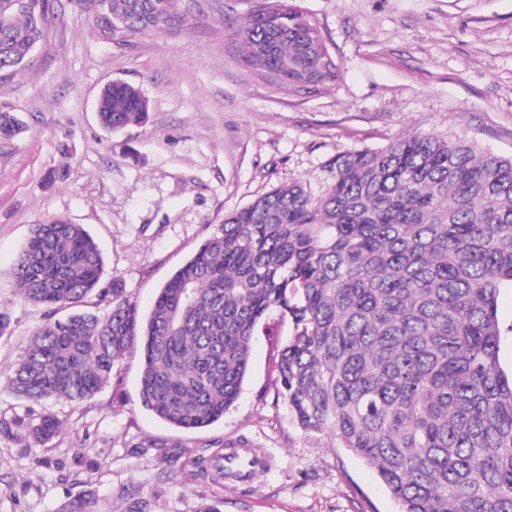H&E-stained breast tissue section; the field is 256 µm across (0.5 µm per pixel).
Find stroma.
<instances>
[{
    "mask_svg": "<svg viewBox=\"0 0 512 512\" xmlns=\"http://www.w3.org/2000/svg\"><path fill=\"white\" fill-rule=\"evenodd\" d=\"M265 0H184L186 26L118 48L89 27L84 0H53L31 63L0 82V110L24 122L0 139V512H57L87 497L97 512H397L376 472L303 430L281 396L274 358L291 328L265 319L235 405L192 431L140 400L131 349L92 399L17 398L8 370L45 320L22 300L10 267L33 224L82 225L98 243L104 279L119 278L141 313L224 217L301 181L319 191L336 154L379 148L416 130L456 136L512 157V0H295L339 68L309 93L248 76L225 18ZM121 79L150 105L141 125L110 133L97 118L105 84ZM59 175L46 185L48 172ZM46 414L62 423L44 444L28 434ZM264 452L270 467L247 484L215 487L185 474L229 440Z\"/></svg>",
    "mask_w": 512,
    "mask_h": 512,
    "instance_id": "obj_1",
    "label": "stroma"
}]
</instances>
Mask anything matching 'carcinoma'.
<instances>
[{
    "mask_svg": "<svg viewBox=\"0 0 512 512\" xmlns=\"http://www.w3.org/2000/svg\"><path fill=\"white\" fill-rule=\"evenodd\" d=\"M88 2L93 32L117 45L186 24L176 0H105L103 16ZM51 6L0 0V68L25 69ZM224 27L253 76L310 92L339 78L296 5ZM97 108L116 132L146 122L149 101L114 80ZM20 130L0 111L3 137ZM102 270L82 225L32 226L10 276L47 320L8 376L17 396L88 400L136 347L142 405L202 428L237 400L254 336L277 312L292 326L277 361L292 417L370 465L398 512H512V373L500 363L512 324L497 316L512 289V159L427 132L339 153L319 195L293 182L224 217L145 317ZM92 296L104 316L84 310ZM59 430L44 416L30 435L45 444ZM221 459L199 458L190 477L223 485Z\"/></svg>",
    "mask_w": 512,
    "mask_h": 512,
    "instance_id": "carcinoma-1",
    "label": "carcinoma"
}]
</instances>
